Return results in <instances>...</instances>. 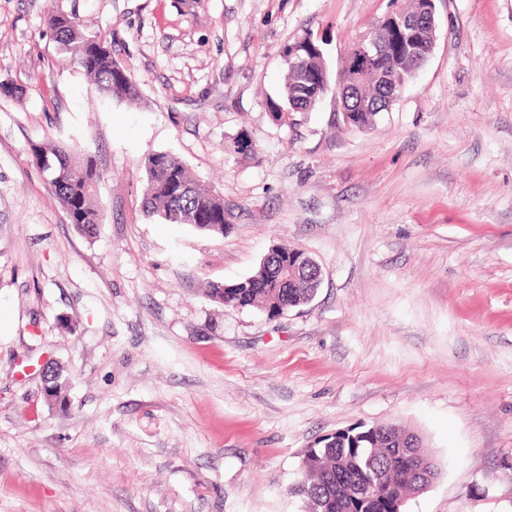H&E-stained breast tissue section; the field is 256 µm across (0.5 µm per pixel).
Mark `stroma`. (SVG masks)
I'll use <instances>...</instances> for the list:
<instances>
[{"label":"stroma","mask_w":512,"mask_h":512,"mask_svg":"<svg viewBox=\"0 0 512 512\" xmlns=\"http://www.w3.org/2000/svg\"><path fill=\"white\" fill-rule=\"evenodd\" d=\"M407 2L0 0V86L23 93H0V512H303L306 448L386 423L438 469L403 512H512V0H435L430 57L369 128L331 94L270 113L288 45L337 77ZM53 10L111 42L137 100L58 51ZM244 132L255 154L225 152ZM36 142L102 172L94 239ZM151 151L223 196V234L144 216ZM275 244L320 265L310 303L207 297Z\"/></svg>","instance_id":"stroma-1"}]
</instances>
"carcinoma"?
<instances>
[{
    "label": "carcinoma",
    "instance_id": "1",
    "mask_svg": "<svg viewBox=\"0 0 512 512\" xmlns=\"http://www.w3.org/2000/svg\"><path fill=\"white\" fill-rule=\"evenodd\" d=\"M47 25L59 49L98 90L120 100L137 98L136 84L122 75L112 45L102 35L87 31L72 13L52 11L47 15ZM300 54L308 61L311 81L299 84L296 72L289 67L283 99L269 102L273 119L282 125H292L295 114L311 111L319 102L311 86L329 78L318 44L305 42ZM361 90L367 101L374 103L381 95V84L368 73L362 78ZM30 157L39 169L44 160H49L51 168L45 173L50 188L67 213L74 215L76 229L87 238L95 237L103 215L93 202L101 173L92 158L86 155L79 161L74 149L44 143L31 144ZM144 164L145 216L164 224H185L199 231L224 234V199L199 184L178 157L165 151L150 152ZM282 279L273 266L261 261L244 280L213 285L207 296L225 306L259 309L274 319L288 307L309 301L314 294L311 286L284 284ZM390 429V442L360 426L324 437L304 454L297 492L305 512H392L395 501L415 490L417 479L403 475L405 458L399 440L404 436L414 441L416 435L395 425Z\"/></svg>",
    "mask_w": 512,
    "mask_h": 512
}]
</instances>
